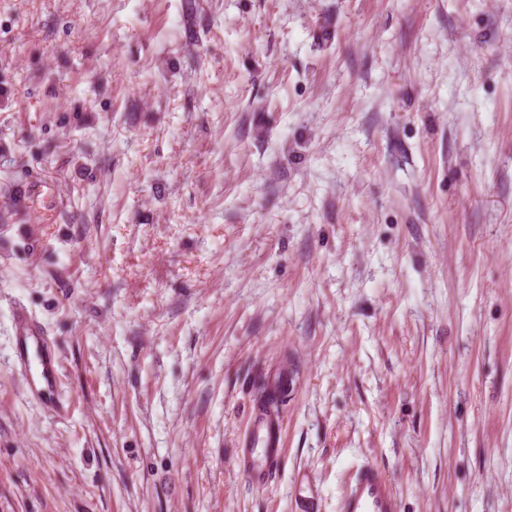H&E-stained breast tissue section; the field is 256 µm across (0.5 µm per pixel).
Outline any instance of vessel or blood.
I'll return each mask as SVG.
<instances>
[{"instance_id":"1","label":"vessel or blood","mask_w":512,"mask_h":512,"mask_svg":"<svg viewBox=\"0 0 512 512\" xmlns=\"http://www.w3.org/2000/svg\"><path fill=\"white\" fill-rule=\"evenodd\" d=\"M18 323L25 342L34 346V357L38 364L36 373L26 379L27 388L46 405H54L60 371L59 358L33 329L28 314L19 313ZM282 446L278 415L257 414L252 432L245 439L241 450L240 467L243 475L257 481L268 477ZM340 512H399V501L390 480L376 462H364L355 470L341 501Z\"/></svg>"}]
</instances>
